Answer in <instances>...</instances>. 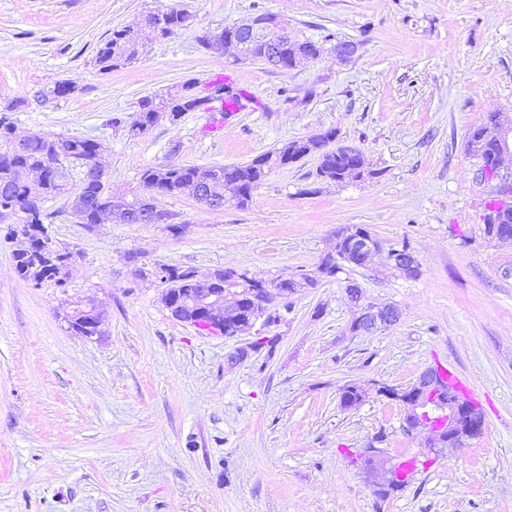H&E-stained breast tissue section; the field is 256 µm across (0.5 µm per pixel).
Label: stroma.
<instances>
[{"instance_id":"stroma-1","label":"stroma","mask_w":512,"mask_h":512,"mask_svg":"<svg viewBox=\"0 0 512 512\" xmlns=\"http://www.w3.org/2000/svg\"><path fill=\"white\" fill-rule=\"evenodd\" d=\"M171 6L183 28L136 63L96 69L113 30ZM262 13L324 53L281 72L198 41ZM339 41L354 43L349 59ZM220 75L250 97L222 128L196 111L129 135L141 97ZM62 79L76 93L22 108L17 130L98 140L117 197L153 166L241 164L328 129L362 151L368 173L327 181L308 156L272 172L244 208L229 195L218 211L158 196L184 225L178 236L116 219L89 228L67 197L48 200L49 232L76 257L61 287L19 277L0 220V512H512V241L485 235L500 182L465 152L488 114L512 120V0H0V102ZM352 224L408 244L418 275L379 257L343 265L288 297L271 352L174 319L128 260L269 282L314 271ZM350 281L398 321L351 332ZM77 301L101 312L97 334L70 329ZM438 364L478 393L484 432L379 497L363 448L408 455L425 439L403 432L400 402L347 408L342 389L404 388Z\"/></svg>"}]
</instances>
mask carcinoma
Returning <instances> with one entry per match:
<instances>
[{"label":"carcinoma","mask_w":512,"mask_h":512,"mask_svg":"<svg viewBox=\"0 0 512 512\" xmlns=\"http://www.w3.org/2000/svg\"><path fill=\"white\" fill-rule=\"evenodd\" d=\"M145 20L162 37L174 33L184 23L181 13L173 6L162 13H149L145 15ZM222 33L226 39L234 38L246 43L250 59L265 65L271 63L274 69L280 71L285 70L286 63L293 62V58L299 54L314 59L322 52L318 43L288 33L283 34L288 48L277 51L260 38L233 25L224 27ZM142 47L137 29L129 27L115 30L96 51L94 66L101 72H110L130 65L144 54ZM181 94L183 88L178 87L164 94L141 99L137 120L130 124L129 133L139 135V126L151 122L153 114L164 110L170 100ZM335 139L336 130L330 129L318 141L309 138L294 140L249 163L213 166L205 170L194 165L171 163L150 167L141 175L143 192L130 199L133 205L131 222L138 223L139 214L155 201L157 195L186 196L202 203L208 198H222L227 192L234 194L239 204L245 206L269 173L313 153L318 154V176L334 182L342 181L355 168L358 158L348 148H327L328 143ZM97 147L98 142L90 138L43 134L33 136L23 147L18 148L13 141V118L0 117V217L16 209L25 214L22 227L13 233V240L18 242L25 235L31 242L32 251H14L16 269L24 280L36 284L53 282L59 286L66 283L67 275L59 267L42 268L36 265L33 254L39 242L35 229H47L45 220L49 214L44 210V203L69 192L71 169L67 166L60 169L51 166L53 156L59 151H64L70 163L82 167L79 192L86 202L84 223L89 227L103 223L112 199V174L105 175L97 168ZM501 150L495 115L491 114L470 133L467 153L478 160L479 171L490 174L495 170L493 155ZM483 221L486 235L495 239L505 235L512 237V202L501 208L487 210ZM363 230L365 227L361 225H351L336 233L342 242L335 253L326 255L319 263L325 277L330 278L340 272L343 262L355 266L363 264L364 258L352 251L350 236H346L348 232L355 236ZM155 266L161 270L155 276V282L160 287L171 291L196 287L194 270L159 262ZM310 282V276L302 273L298 279L283 281L278 278L267 283V287L296 292L307 287Z\"/></svg>","instance_id":"1"}]
</instances>
